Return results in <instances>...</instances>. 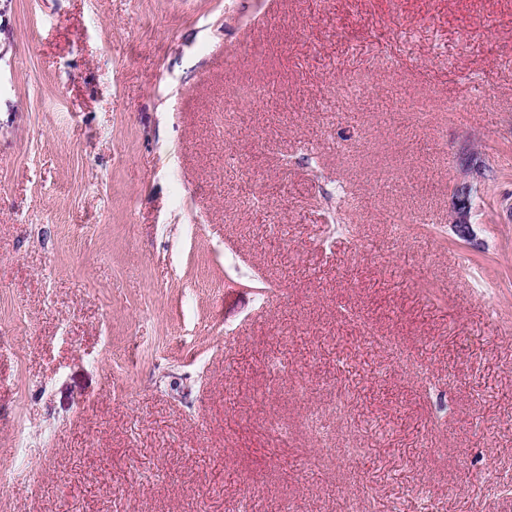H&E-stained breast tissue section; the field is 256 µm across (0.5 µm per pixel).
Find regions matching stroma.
I'll return each mask as SVG.
<instances>
[{"label": "stroma", "mask_w": 512, "mask_h": 512, "mask_svg": "<svg viewBox=\"0 0 512 512\" xmlns=\"http://www.w3.org/2000/svg\"><path fill=\"white\" fill-rule=\"evenodd\" d=\"M511 201L512 0H0V512H512ZM471 203L466 195L462 194L457 197L453 211H451L450 220L456 234L466 239L471 235Z\"/></svg>", "instance_id": "stroma-1"}]
</instances>
